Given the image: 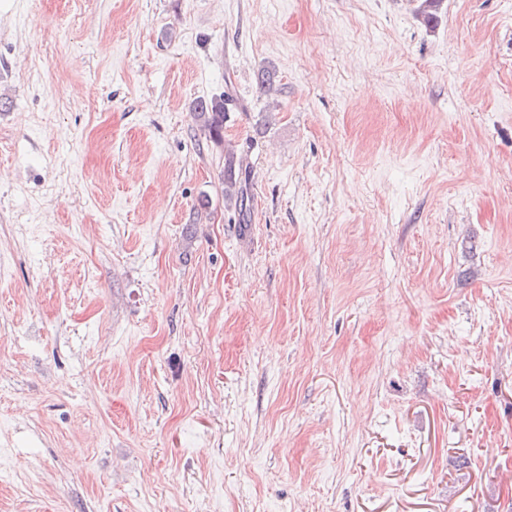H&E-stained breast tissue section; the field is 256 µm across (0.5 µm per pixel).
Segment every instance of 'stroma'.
Masks as SVG:
<instances>
[{
  "instance_id": "stroma-1",
  "label": "stroma",
  "mask_w": 512,
  "mask_h": 512,
  "mask_svg": "<svg viewBox=\"0 0 512 512\" xmlns=\"http://www.w3.org/2000/svg\"><path fill=\"white\" fill-rule=\"evenodd\" d=\"M418 5L0 0V512H512V0ZM228 98L220 93L207 100L197 103L194 118L197 126L209 137L216 147L224 144V120L226 119V105ZM221 177L224 184V198L230 202L234 201L235 208L239 210L242 224H248L250 216L249 175H247L246 167L243 173V161L238 159L234 152L224 151V168Z\"/></svg>"
}]
</instances>
